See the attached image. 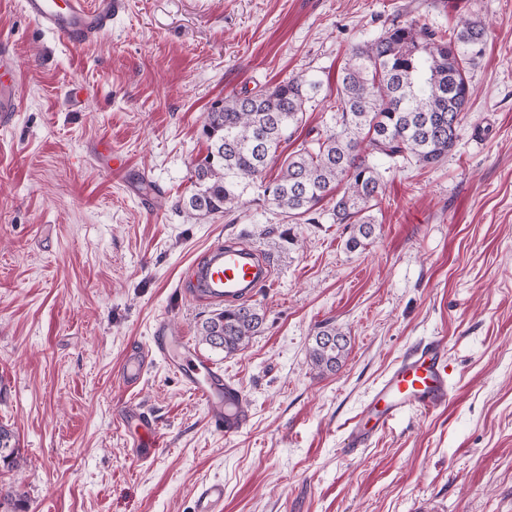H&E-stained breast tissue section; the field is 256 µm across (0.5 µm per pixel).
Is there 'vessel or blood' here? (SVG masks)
I'll return each mask as SVG.
<instances>
[{
    "label": "vessel or blood",
    "mask_w": 512,
    "mask_h": 512,
    "mask_svg": "<svg viewBox=\"0 0 512 512\" xmlns=\"http://www.w3.org/2000/svg\"><path fill=\"white\" fill-rule=\"evenodd\" d=\"M127 0H23L22 8L44 31L74 45L99 40L126 9ZM23 75L6 50L0 48V112L21 109ZM273 263L258 248L236 241L211 247L204 258L193 263L188 276L192 295L202 302L235 305L251 299L271 283ZM164 359L183 378L189 390L202 401L211 423L225 436L238 434L248 421L241 406V391L223 371L198 356L182 331L159 323L150 344L129 347L118 378L126 390L136 391L154 358ZM451 373L441 338L416 342L406 348L371 399L348 429L344 451L359 454L374 436L399 416L410 411L431 413L448 405ZM136 420V432L129 439L133 455L151 460L159 446L156 427L142 411L131 408L122 422ZM224 485L213 482L202 487L196 498V512H223Z\"/></svg>",
    "instance_id": "1"
}]
</instances>
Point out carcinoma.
Listing matches in <instances>:
<instances>
[{
    "label": "carcinoma",
    "instance_id": "cac0c4a2",
    "mask_svg": "<svg viewBox=\"0 0 512 512\" xmlns=\"http://www.w3.org/2000/svg\"><path fill=\"white\" fill-rule=\"evenodd\" d=\"M485 26L459 19L448 38L415 21H393L378 37L351 49L340 70L336 100L322 80L290 77L253 93L227 96L207 112L208 154L195 169V190L178 208L199 218L231 213L257 191L288 218L299 219L326 199L338 224L352 226L355 250L375 232L371 211L384 183L373 156L436 165L454 148L473 87L468 66L484 54ZM314 103L331 112L325 134L301 143L277 176L266 171ZM263 317L250 304L226 307L199 328L200 341L227 354L260 332ZM348 354L345 333L327 323L310 349L312 365L338 371ZM14 433L0 426V464L16 466Z\"/></svg>",
    "mask_w": 512,
    "mask_h": 512
}]
</instances>
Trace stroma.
<instances>
[{
  "mask_svg": "<svg viewBox=\"0 0 512 512\" xmlns=\"http://www.w3.org/2000/svg\"><path fill=\"white\" fill-rule=\"evenodd\" d=\"M408 3L440 33L485 23L486 49L447 158L380 161L367 245L347 249L326 203L310 224L255 201L200 218L176 208L213 103L308 73L335 88L352 47ZM1 41L25 74L21 111L0 112V425L20 453L1 489L26 512H195L213 481L224 512H512V0H128L86 47L0 0ZM79 91L84 105L66 108ZM102 140L152 193L130 195L102 168ZM238 237L276 273L253 300L260 333L227 354L199 341L216 307L188 295L187 273ZM162 320L242 391L241 433L216 431L164 362L138 392L120 385L125 350ZM327 321L350 340L334 373L309 357ZM432 336L453 368L447 407L409 412L345 454L347 422ZM128 404L160 434L150 462L115 419Z\"/></svg>",
  "mask_w": 512,
  "mask_h": 512,
  "instance_id": "1",
  "label": "stroma"
}]
</instances>
